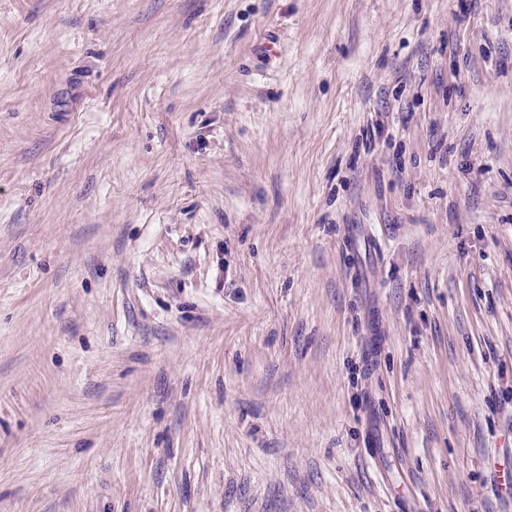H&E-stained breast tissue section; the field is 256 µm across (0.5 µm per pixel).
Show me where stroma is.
<instances>
[{
  "label": "stroma",
  "mask_w": 512,
  "mask_h": 512,
  "mask_svg": "<svg viewBox=\"0 0 512 512\" xmlns=\"http://www.w3.org/2000/svg\"><path fill=\"white\" fill-rule=\"evenodd\" d=\"M512 0H0V512H512Z\"/></svg>",
  "instance_id": "35a3bbf8"
}]
</instances>
